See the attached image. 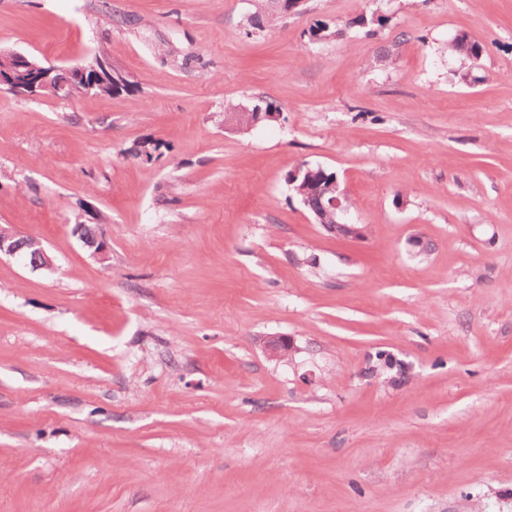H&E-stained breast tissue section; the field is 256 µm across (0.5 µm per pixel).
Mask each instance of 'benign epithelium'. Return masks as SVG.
<instances>
[{"instance_id":"7a95c632","label":"benign epithelium","mask_w":512,"mask_h":512,"mask_svg":"<svg viewBox=\"0 0 512 512\" xmlns=\"http://www.w3.org/2000/svg\"><path fill=\"white\" fill-rule=\"evenodd\" d=\"M0 58L8 60V67L0 70V88L16 95L37 98L45 93L58 98H70L75 93L108 95L120 85L129 83L127 76L112 68L106 60L95 57L93 61L76 67L45 66L18 52H1ZM318 198L312 207L319 224H330L344 237H364V227L347 218V200L340 190L338 179L315 188ZM25 237L0 227V255L22 256Z\"/></svg>"}]
</instances>
